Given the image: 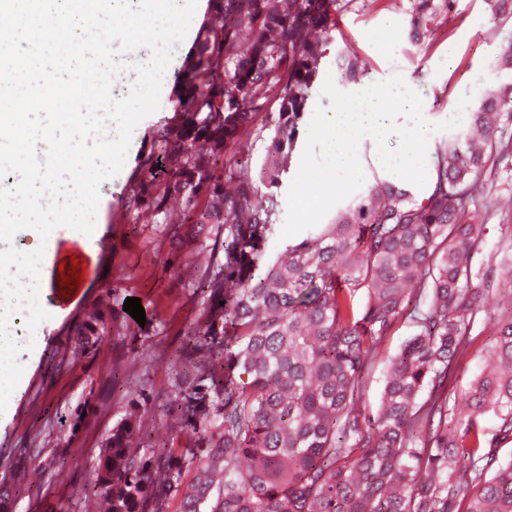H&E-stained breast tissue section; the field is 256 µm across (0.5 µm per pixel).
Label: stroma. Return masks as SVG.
Here are the masks:
<instances>
[{"mask_svg": "<svg viewBox=\"0 0 512 512\" xmlns=\"http://www.w3.org/2000/svg\"><path fill=\"white\" fill-rule=\"evenodd\" d=\"M405 8L404 0H358L335 15L321 74L335 72L336 51L347 48L367 63L371 82L395 75L413 79L431 123L447 120L457 96L478 98L498 85L493 62L508 30L490 16L484 0H460L445 33L427 36L419 47L407 41ZM179 91L176 76H165L160 109L139 122L122 170L100 187L89 238L95 264L81 294L42 321L39 341L18 355L24 372L0 414V512H85L101 448L134 405L148 435L144 452L166 447L196 464L205 459L208 443L182 431L170 389L174 378L196 372L183 348L203 314L180 271L202 273L224 230L188 224L175 236L151 217L132 220L124 206L136 159L152 152V133L174 117ZM129 297L140 298L145 324L124 316L120 335L103 339L92 352H78L91 309H117ZM19 465L24 479H5Z\"/></svg>", "mask_w": 512, "mask_h": 512, "instance_id": "1", "label": "stroma"}]
</instances>
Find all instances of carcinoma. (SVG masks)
Returning a JSON list of instances; mask_svg holds the SVG:
<instances>
[{"instance_id": "1", "label": "carcinoma", "mask_w": 512, "mask_h": 512, "mask_svg": "<svg viewBox=\"0 0 512 512\" xmlns=\"http://www.w3.org/2000/svg\"><path fill=\"white\" fill-rule=\"evenodd\" d=\"M356 2L212 0L213 24L180 67V120L156 131L155 151L126 188L134 220L151 214L175 232L224 225L222 256L200 279L188 275L203 305L185 347L197 373L171 391L210 448L184 486L182 456H140L132 406L100 458L92 496L103 512H159L178 494L184 512H199L212 492L211 512H512V224L477 209L512 159V34L494 60L511 81L482 95L454 148L435 152L423 196L379 179L284 254L267 255L275 189L331 44L332 15ZM406 2L414 46L459 4ZM485 4L512 25V0ZM336 62L344 84L368 75L353 52L338 51ZM271 109L274 135L256 177L246 149ZM169 156L176 167L163 177L158 162ZM492 229L495 252L477 266ZM402 324L411 334L383 357ZM122 328L119 312L100 309L87 330L102 340ZM481 336L492 340L489 361L460 390L459 362ZM382 359L372 410L361 390Z\"/></svg>"}]
</instances>
